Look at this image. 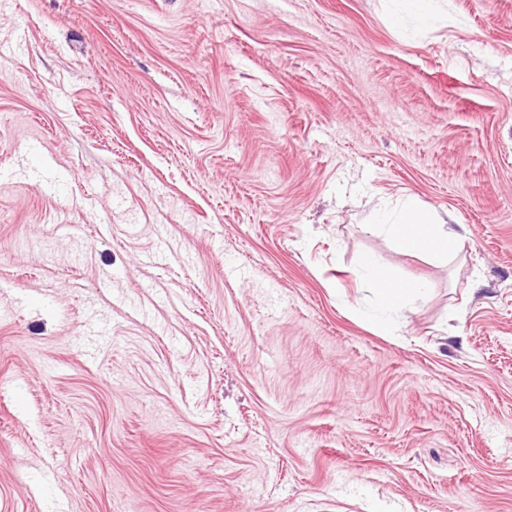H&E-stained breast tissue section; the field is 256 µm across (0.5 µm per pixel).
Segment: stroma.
<instances>
[{
    "instance_id": "1",
    "label": "stroma",
    "mask_w": 512,
    "mask_h": 512,
    "mask_svg": "<svg viewBox=\"0 0 512 512\" xmlns=\"http://www.w3.org/2000/svg\"><path fill=\"white\" fill-rule=\"evenodd\" d=\"M392 8L0 0V512H512V0ZM445 224L437 215L408 203L391 222L382 224L384 232L401 250L421 252L448 260L460 253L467 238ZM365 270L372 289L377 291L380 312L375 318L377 324L382 327H386L394 314L426 289L424 284L398 281L390 272L371 262L366 264Z\"/></svg>"
}]
</instances>
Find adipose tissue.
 I'll list each match as a JSON object with an SVG mask.
<instances>
[{
  "label": "adipose tissue",
  "instance_id": "obj_1",
  "mask_svg": "<svg viewBox=\"0 0 512 512\" xmlns=\"http://www.w3.org/2000/svg\"><path fill=\"white\" fill-rule=\"evenodd\" d=\"M383 230L399 249L429 254L443 260L460 253L467 241L464 234L447 226L437 215L411 203L406 204L391 222L384 224ZM365 270L372 289L378 295L376 322L380 326H387L394 314L425 290L423 284L396 280L390 272L375 264H367Z\"/></svg>",
  "mask_w": 512,
  "mask_h": 512
}]
</instances>
